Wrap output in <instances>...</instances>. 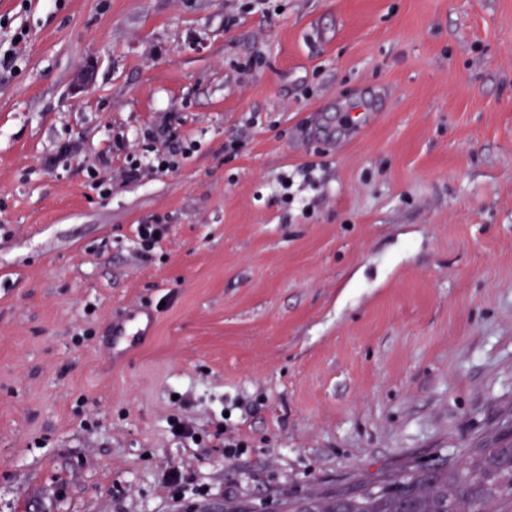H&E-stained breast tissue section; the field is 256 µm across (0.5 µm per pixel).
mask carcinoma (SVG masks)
<instances>
[{
    "instance_id": "obj_1",
    "label": "carcinoma",
    "mask_w": 512,
    "mask_h": 512,
    "mask_svg": "<svg viewBox=\"0 0 512 512\" xmlns=\"http://www.w3.org/2000/svg\"><path fill=\"white\" fill-rule=\"evenodd\" d=\"M512 508V444L481 448L469 462L406 471L351 493L311 497L294 512H491Z\"/></svg>"
}]
</instances>
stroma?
Returning a JSON list of instances; mask_svg holds the SVG:
<instances>
[{
  "mask_svg": "<svg viewBox=\"0 0 512 512\" xmlns=\"http://www.w3.org/2000/svg\"><path fill=\"white\" fill-rule=\"evenodd\" d=\"M11 47L0 512H285L512 440V0H0ZM145 138L160 144L161 148H156L155 154L145 162L135 160L124 169L123 179L127 183L141 182L148 175L173 170L178 158L186 156L189 150L166 126L154 128Z\"/></svg>",
  "mask_w": 512,
  "mask_h": 512,
  "instance_id": "35a3bbf8",
  "label": "stroma"
}]
</instances>
